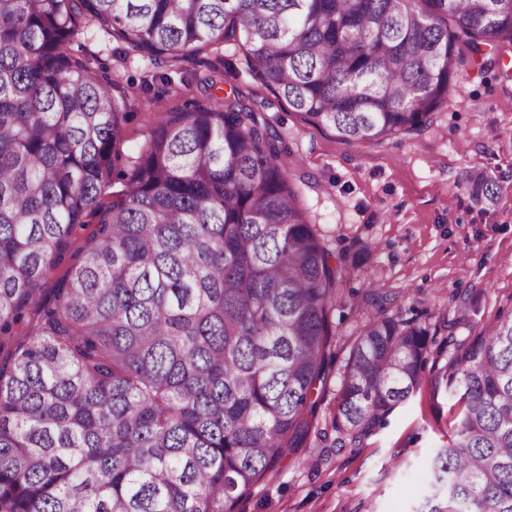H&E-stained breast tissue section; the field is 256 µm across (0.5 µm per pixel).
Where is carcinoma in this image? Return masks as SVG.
<instances>
[{"mask_svg": "<svg viewBox=\"0 0 512 512\" xmlns=\"http://www.w3.org/2000/svg\"><path fill=\"white\" fill-rule=\"evenodd\" d=\"M91 22L179 61L224 41L252 79L351 144L413 131L463 68L512 46L493 0H0V512H234L297 447L324 383L344 268L281 167L287 147L235 92L168 112L136 157L125 105L66 53ZM105 207L101 199L115 183ZM91 214L53 289L47 265ZM379 310L341 374L355 447L422 384L428 327ZM434 383L463 409L414 512H512V315L448 334ZM97 220L96 216H88L85 218L86 224L77 225L66 241L61 258L47 268L42 279L43 294L46 297L51 296V289L56 288L70 268L79 262L83 250L96 232ZM37 311L33 308L26 309L23 313V319L18 326L16 336L9 339L0 340V364L7 361L11 350L13 349L15 342L21 336H26L27 331L37 321Z\"/></svg>", "mask_w": 512, "mask_h": 512, "instance_id": "cac0c4a2", "label": "carcinoma"}]
</instances>
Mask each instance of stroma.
<instances>
[{"instance_id": "35a3bbf8", "label": "stroma", "mask_w": 512, "mask_h": 512, "mask_svg": "<svg viewBox=\"0 0 512 512\" xmlns=\"http://www.w3.org/2000/svg\"><path fill=\"white\" fill-rule=\"evenodd\" d=\"M71 50L124 101L121 151L130 157L162 113L234 90L249 97L288 148L281 163L301 192L309 223L346 269L342 297L329 316L328 378L316 396L310 432L236 512H410L425 491L427 463L447 444L460 411L456 398L432 385L435 368L448 360L444 322L461 308L474 310L473 320L455 329L466 337L512 314V76H503L512 73V54L467 68L426 126L359 146L309 124L256 83L234 45L216 42L171 62L126 51L123 42L87 24ZM476 171L499 185L494 198L477 192ZM97 227L93 216L75 227L44 274V291L79 262ZM368 276L393 295L389 313L434 332V348L421 388L386 427L340 450L334 428L339 374L364 322Z\"/></svg>"}]
</instances>
